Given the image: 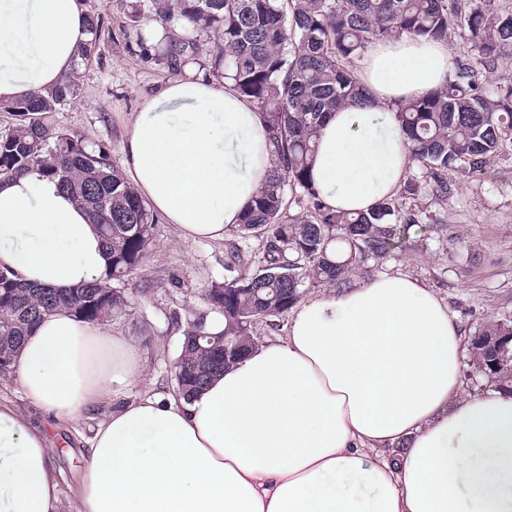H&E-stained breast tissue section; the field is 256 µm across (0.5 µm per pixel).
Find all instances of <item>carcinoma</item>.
<instances>
[{"instance_id": "carcinoma-1", "label": "carcinoma", "mask_w": 512, "mask_h": 512, "mask_svg": "<svg viewBox=\"0 0 512 512\" xmlns=\"http://www.w3.org/2000/svg\"><path fill=\"white\" fill-rule=\"evenodd\" d=\"M150 8L165 24L167 69L177 72L196 56L197 37L214 39L213 68L224 70L234 89L263 112L274 146L272 169L236 228L242 238L262 232L259 265L206 288V303L224 329L215 331L201 318L187 321L183 331V377L176 387L190 398L252 346L258 323L289 312L308 286L341 288L354 270L376 269L420 223L400 202L418 193L414 178L403 182L399 195L355 214L325 206L311 185L310 163L328 115L361 104L355 59L376 41L403 34L442 41L460 28L491 67L512 50V10L496 11L476 0H150ZM103 29L101 13L91 11L80 64L100 55ZM79 88L75 71L47 93L38 90L0 106L14 117L0 135V175L38 170L56 179L98 226L109 268L101 280L66 291L29 286L0 271L5 367L47 313L64 308L95 323L125 311L129 280L153 243L155 217L112 162L110 148L40 119L76 97ZM396 112L425 183L442 197L448 194V172L463 165L482 171L512 144V86L492 89L465 65L428 95L396 105ZM226 344L237 354L224 355ZM468 348L477 372L512 387V325L488 322Z\"/></svg>"}]
</instances>
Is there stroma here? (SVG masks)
<instances>
[{"label": "stroma", "instance_id": "1", "mask_svg": "<svg viewBox=\"0 0 512 512\" xmlns=\"http://www.w3.org/2000/svg\"><path fill=\"white\" fill-rule=\"evenodd\" d=\"M99 11L109 33L102 54L82 67L79 95L47 113V123L110 146L112 160L123 165V145L130 115L143 97L162 86L170 73L157 60L153 45L130 53L120 25L130 7L141 9L140 26L159 23L149 0H88ZM454 65L465 64L479 79L512 84V54L486 69L462 34L449 39ZM427 225L405 251H396L379 273L404 274L431 288L455 315L464 337L489 321H512V146H506L484 171L468 168L449 173L448 195L422 189L411 202ZM242 249L257 267L262 241L226 233L223 241L180 240L172 225L156 220L154 242L127 288L129 308L114 316V329L137 340L156 390L172 391L170 367L175 361L187 320L208 314L202 293L211 281L229 278L224 258L229 245ZM29 420L48 435L52 463L63 475L64 502H71L82 472L83 441L69 425L48 421L26 408Z\"/></svg>", "mask_w": 512, "mask_h": 512}]
</instances>
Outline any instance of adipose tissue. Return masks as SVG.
<instances>
[{
	"instance_id": "1",
	"label": "adipose tissue",
	"mask_w": 512,
	"mask_h": 512,
	"mask_svg": "<svg viewBox=\"0 0 512 512\" xmlns=\"http://www.w3.org/2000/svg\"><path fill=\"white\" fill-rule=\"evenodd\" d=\"M85 0H0V103L55 87L79 61ZM363 105L333 113L310 170L325 205L367 211L415 159L398 103L453 76L446 42L366 48ZM126 173L179 238L223 241L271 167L260 110L197 64L129 121ZM96 225L55 180L0 178V269L74 288L103 278ZM455 316L419 280L383 274L298 303L192 399L155 391L111 323L54 312L14 365L29 405L93 419L72 512H512V390L465 393ZM110 404L98 414L102 404ZM46 434L0 399V512H61Z\"/></svg>"
}]
</instances>
